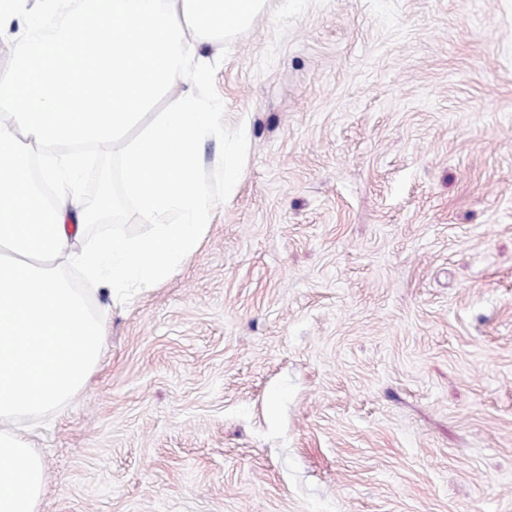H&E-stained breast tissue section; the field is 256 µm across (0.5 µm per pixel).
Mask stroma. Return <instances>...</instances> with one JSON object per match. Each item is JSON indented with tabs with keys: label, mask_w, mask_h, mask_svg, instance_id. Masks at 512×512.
Here are the masks:
<instances>
[{
	"label": "stroma",
	"mask_w": 512,
	"mask_h": 512,
	"mask_svg": "<svg viewBox=\"0 0 512 512\" xmlns=\"http://www.w3.org/2000/svg\"><path fill=\"white\" fill-rule=\"evenodd\" d=\"M249 152L34 444L40 512H512V0H267Z\"/></svg>",
	"instance_id": "1"
}]
</instances>
